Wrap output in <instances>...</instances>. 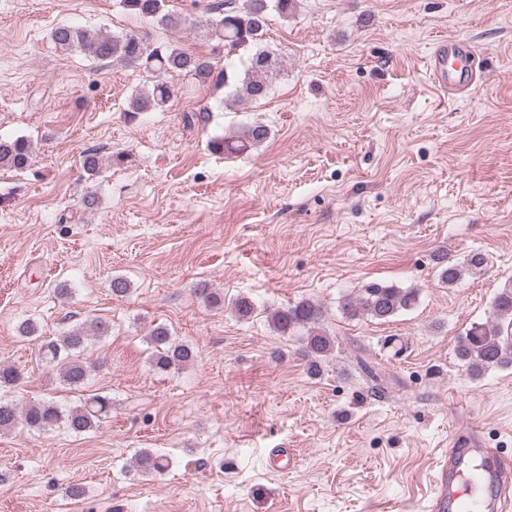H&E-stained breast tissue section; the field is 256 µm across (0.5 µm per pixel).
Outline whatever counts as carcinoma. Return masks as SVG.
<instances>
[{"instance_id":"1","label":"carcinoma","mask_w":512,"mask_h":512,"mask_svg":"<svg viewBox=\"0 0 512 512\" xmlns=\"http://www.w3.org/2000/svg\"><path fill=\"white\" fill-rule=\"evenodd\" d=\"M126 13L138 18H151L163 26H178L181 18L166 9V0H120ZM294 0H222L212 5L217 17L204 26L203 40L210 48V55L190 54L171 44L151 45L135 32L91 33L76 25H59L51 32L55 45L66 52H78L93 61L109 60L114 65L142 69L151 79L152 86L145 92L132 96L127 104L129 112H154L162 109L170 99L166 75L174 72L191 76L199 84L207 85L216 80L230 88V94L239 102L265 98L271 89V77L279 69V56L264 42L268 12L275 10L288 15ZM248 54V65L243 73L224 71L215 73L213 55L228 57L236 52ZM270 136L263 125H251L235 137H217L210 141L215 152L243 151L257 148ZM33 147L23 137L0 139V169L22 171L31 165ZM439 280L455 284L464 273L476 274L484 270L488 258L474 253L459 264L448 259V254H437ZM417 291L393 285L370 283L349 296L343 311L350 318L367 315L383 320L406 311L416 304ZM493 319L472 323L459 337L457 358L466 366L470 375L479 377L492 368L512 365V349L504 337V324L512 325V284L500 289L492 301ZM320 307L311 300H302L270 313L273 328L282 334L295 329H307L302 338V356L308 369L320 372V365L335 348V338L320 327ZM107 322L96 319L89 327L74 326L61 335L40 343L41 360L57 370L61 382L71 390H81L87 384L94 366L83 359V352L93 337L108 335ZM152 350V366L166 371L173 365L194 358L192 346L178 342L165 325H156L146 336ZM112 401L107 395L94 394L82 401L62 407L52 400L18 405L0 398V432H9L18 424L39 433L65 428L73 433L92 430L106 416ZM136 472L142 476L164 471L168 460L151 449L144 448L135 455Z\"/></svg>"}]
</instances>
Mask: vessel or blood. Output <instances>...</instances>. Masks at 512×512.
<instances>
[{"mask_svg": "<svg viewBox=\"0 0 512 512\" xmlns=\"http://www.w3.org/2000/svg\"><path fill=\"white\" fill-rule=\"evenodd\" d=\"M429 79L440 92L464 89L475 75V60L467 42L444 39L434 47ZM437 492L431 512H512V468L485 448L478 433L461 438L450 430L435 474Z\"/></svg>", "mask_w": 512, "mask_h": 512, "instance_id": "b4317fda", "label": "vessel or blood"}]
</instances>
